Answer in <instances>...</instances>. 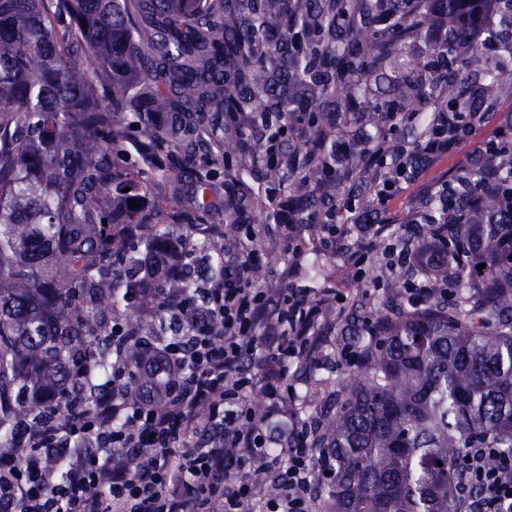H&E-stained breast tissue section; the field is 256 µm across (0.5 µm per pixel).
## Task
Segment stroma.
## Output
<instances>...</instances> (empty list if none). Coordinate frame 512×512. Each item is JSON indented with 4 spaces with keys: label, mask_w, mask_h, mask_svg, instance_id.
<instances>
[{
    "label": "stroma",
    "mask_w": 512,
    "mask_h": 512,
    "mask_svg": "<svg viewBox=\"0 0 512 512\" xmlns=\"http://www.w3.org/2000/svg\"><path fill=\"white\" fill-rule=\"evenodd\" d=\"M512 116V84H503L497 94L492 111L487 116L484 125L475 139L464 143L451 156L431 160L421 172L411 181L397 186L385 211V218L394 224L407 222L410 217L412 202L426 194L437 182L447 178L457 168L470 161L480 142L493 136L506 117ZM225 183L232 187L243 198H259L260 207L248 209L247 221L251 224L263 225L269 223L272 213L277 212L278 203L284 199H296L297 193L288 183H268L262 180L258 170L233 168L225 175ZM164 194L175 220L171 230L174 236H181L184 225H192L196 242L227 232L224 223V202L216 200L215 207L207 223L198 224L194 221L195 209L193 189L189 182L166 174L156 178L151 192L144 197V211H151L154 194ZM262 261L266 274L263 284L271 288H309L321 294L328 290L350 293L363 299V306L354 309L333 308L328 316L326 330L322 341L324 360L319 364L292 363L288 367L287 380L294 387L296 396H303L309 383L314 379H324L327 391L312 412L323 415L335 410L337 391L343 390L355 369L346 364L336 363V349L351 343L348 333L351 325L364 324L367 316L374 312L382 297L378 290V281L371 276L362 280L349 278L346 265L335 252L318 248L316 241H308L306 248L299 256L296 265H289L287 255L281 250L278 238L264 237L261 240ZM320 265V273H313V265Z\"/></svg>",
    "instance_id": "stroma-1"
}]
</instances>
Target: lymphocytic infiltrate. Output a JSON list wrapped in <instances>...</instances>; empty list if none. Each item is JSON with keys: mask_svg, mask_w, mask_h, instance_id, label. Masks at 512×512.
<instances>
[{"mask_svg": "<svg viewBox=\"0 0 512 512\" xmlns=\"http://www.w3.org/2000/svg\"><path fill=\"white\" fill-rule=\"evenodd\" d=\"M434 122L426 162L472 136L464 113L439 112ZM321 233L322 244L358 274L383 241L390 264L421 273L404 299L438 298L426 254L394 243L389 225L328 223ZM258 240L254 225H238L222 286L184 300L173 313L176 335L153 360L131 372L113 369L114 391L132 378L145 383L135 401H117L113 391L67 415L52 408L17 419L0 442V512H253L258 505L307 512L317 474L313 423L302 417L284 373L288 364L316 359L329 306L348 297L255 284L249 270ZM212 318L219 330L209 327ZM259 387L268 398L261 412L252 403ZM87 441L97 454L78 451ZM19 447L24 456L16 455ZM258 466L269 487L253 481ZM468 472L472 512H512V455L474 449Z\"/></svg>", "mask_w": 512, "mask_h": 512, "instance_id": "lymphocytic-infiltrate-1", "label": "lymphocytic infiltrate"}]
</instances>
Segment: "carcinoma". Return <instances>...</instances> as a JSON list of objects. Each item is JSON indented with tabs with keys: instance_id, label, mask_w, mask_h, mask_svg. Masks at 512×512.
<instances>
[{
	"instance_id": "carcinoma-1",
	"label": "carcinoma",
	"mask_w": 512,
	"mask_h": 512,
	"mask_svg": "<svg viewBox=\"0 0 512 512\" xmlns=\"http://www.w3.org/2000/svg\"><path fill=\"white\" fill-rule=\"evenodd\" d=\"M467 0H0V431L36 417L74 375L85 395L112 389V367L159 352L165 294L145 328L120 298L151 283L167 235L129 205L157 173L193 184L212 211L224 170L262 164L290 181L294 224L318 231L370 213L382 174L366 127L395 122L380 144L389 165L425 145L433 113L453 107L483 125L503 60L466 43ZM499 41L512 61V0H501ZM288 131L304 163L264 158L259 141L295 111ZM250 119L257 144L224 140ZM139 134L130 165L124 129ZM512 185V145L488 155ZM434 189L412 224H440L448 302L407 313L401 274L372 276L381 298L358 341L367 356L336 414L313 437L326 473L321 512H466L468 448L512 453V200L483 191V165ZM241 198H224V223H243ZM483 264L485 268L476 269ZM127 327L114 345L108 331ZM442 466H437V463Z\"/></svg>"
}]
</instances>
